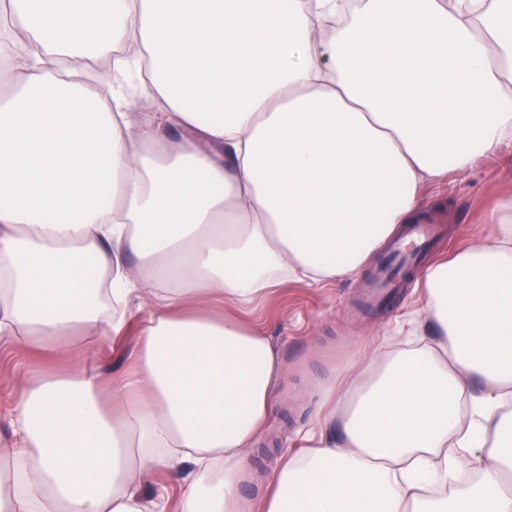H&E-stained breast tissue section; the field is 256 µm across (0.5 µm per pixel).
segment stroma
Instances as JSON below:
<instances>
[{
	"mask_svg": "<svg viewBox=\"0 0 512 512\" xmlns=\"http://www.w3.org/2000/svg\"><path fill=\"white\" fill-rule=\"evenodd\" d=\"M512 189V179L498 163L483 160L465 174L449 173L443 192L424 191L421 219L435 224L438 239L423 256L431 263L448 255L474 233L487 229L495 199ZM372 254L360 275L323 288L290 282L267 302L262 326L273 336L284 362L278 402L260 442L247 449L240 494L249 502L261 496L281 457L302 447L301 433L309 426L311 394L338 376L354 350L379 338H397L401 321L412 307L409 287L390 305L370 311L359 301V289L380 261ZM38 364L9 339L0 338V432L9 433L10 415L24 384Z\"/></svg>",
	"mask_w": 512,
	"mask_h": 512,
	"instance_id": "obj_1",
	"label": "stroma"
}]
</instances>
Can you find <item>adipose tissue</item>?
<instances>
[{
    "instance_id": "1",
    "label": "adipose tissue",
    "mask_w": 512,
    "mask_h": 512,
    "mask_svg": "<svg viewBox=\"0 0 512 512\" xmlns=\"http://www.w3.org/2000/svg\"><path fill=\"white\" fill-rule=\"evenodd\" d=\"M490 157L512 172V0H10L0 335L44 370L0 512H512V193L420 272L409 347L351 356L239 494L283 370L248 313L356 275ZM88 334L133 341L58 367ZM178 468L175 501L144 496ZM131 340L132 336H128L125 341L114 344L112 348L99 349L95 336H75L66 342V347L71 353L93 349L98 355V361L110 367L116 358L122 354L125 346L130 345ZM157 490L166 491L171 499L176 498L181 492L179 476L167 471L150 472L146 477L145 491L152 497Z\"/></svg>"
}]
</instances>
